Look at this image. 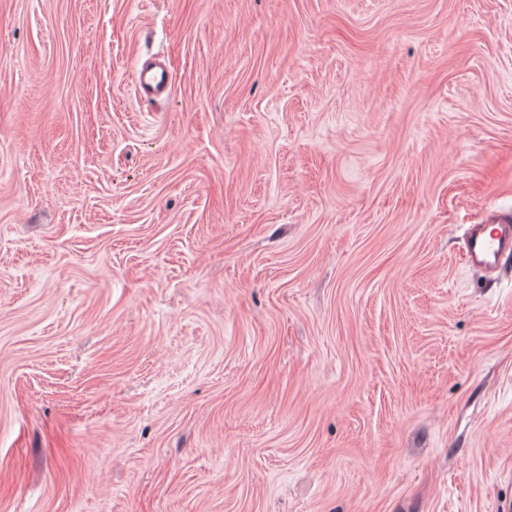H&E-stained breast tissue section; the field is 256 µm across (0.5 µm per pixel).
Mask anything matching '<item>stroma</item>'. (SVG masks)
Wrapping results in <instances>:
<instances>
[{
	"instance_id": "1",
	"label": "stroma",
	"mask_w": 512,
	"mask_h": 512,
	"mask_svg": "<svg viewBox=\"0 0 512 512\" xmlns=\"http://www.w3.org/2000/svg\"><path fill=\"white\" fill-rule=\"evenodd\" d=\"M504 218L512 0H0V512H512ZM135 88L156 95H162L170 90L172 78L167 69L142 65L133 72ZM465 249L473 267L495 272L500 267V258L512 253V221L469 225Z\"/></svg>"
}]
</instances>
